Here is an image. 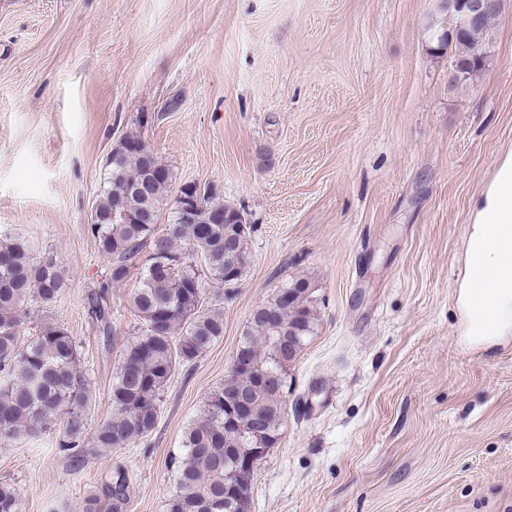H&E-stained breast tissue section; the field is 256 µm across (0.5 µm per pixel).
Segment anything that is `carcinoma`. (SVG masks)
Listing matches in <instances>:
<instances>
[{
	"mask_svg": "<svg viewBox=\"0 0 512 512\" xmlns=\"http://www.w3.org/2000/svg\"><path fill=\"white\" fill-rule=\"evenodd\" d=\"M495 15L440 42L454 48V63L465 74L482 70L483 36ZM125 140L135 148L106 163L102 197L95 208L99 221L88 225L107 259L106 281L88 303L109 331L107 290L141 268L130 303L140 318L136 336L124 350L112 378V411L95 428L89 427L91 378L83 369L80 347L68 331L47 322L28 344L20 343L22 304L40 307L55 302L64 278L53 258H39L21 238H0V442L33 439L57 428L58 448L68 455L71 470L83 471L88 460L126 448L154 429L165 387L175 370L196 360L224 336V312L219 305L250 266L251 225L213 224L206 219L224 202L195 183L183 194L203 192L200 219L187 222L171 210L172 175L153 177L162 166L141 133ZM163 231H158L161 223ZM150 248L147 257L143 250ZM291 305L274 295L252 313L236 356L246 369H233L224 383L208 393L199 417L182 438V452L171 459L175 489L167 512H248L252 483L230 487L235 455H249L256 441L266 448L281 438L288 367L314 335L317 314L303 278L286 281ZM246 389L253 414L228 419L225 401ZM112 512H122L129 500V483L118 470L84 499L82 512H101L102 498ZM16 488L0 482V512H19Z\"/></svg>",
	"mask_w": 512,
	"mask_h": 512,
	"instance_id": "obj_1",
	"label": "carcinoma"
}]
</instances>
